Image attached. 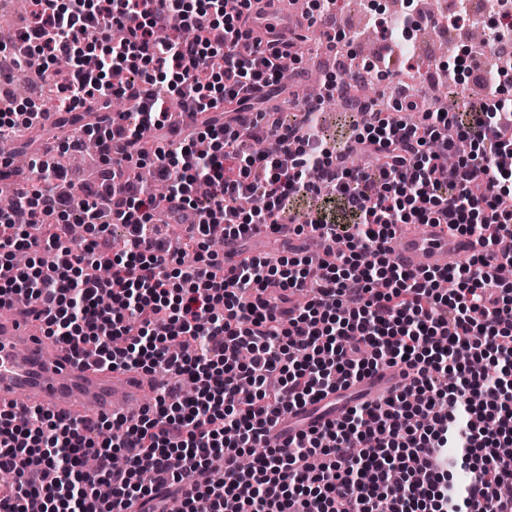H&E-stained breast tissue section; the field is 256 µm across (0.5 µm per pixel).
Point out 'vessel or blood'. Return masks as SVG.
<instances>
[{
	"label": "vessel or blood",
	"mask_w": 512,
	"mask_h": 512,
	"mask_svg": "<svg viewBox=\"0 0 512 512\" xmlns=\"http://www.w3.org/2000/svg\"><path fill=\"white\" fill-rule=\"evenodd\" d=\"M250 26L257 40L265 38L268 29L285 33L293 28L288 12L269 10L262 2ZM386 246L402 266L428 269L465 264L478 248L475 238L449 231L443 224L398 225ZM5 307L8 314L0 317V411L35 407L89 421L139 415L144 394L153 384L151 375L115 370L99 360L74 356L45 335L43 322L31 306L12 297ZM405 382L402 367L379 369L356 384L293 409L270 434L282 442L299 437L336 421L354 403L376 402Z\"/></svg>",
	"instance_id": "obj_1"
}]
</instances>
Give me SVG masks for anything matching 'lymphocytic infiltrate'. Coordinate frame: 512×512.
<instances>
[{"instance_id":"lymphocytic-infiltrate-1","label":"lymphocytic infiltrate","mask_w":512,"mask_h":512,"mask_svg":"<svg viewBox=\"0 0 512 512\" xmlns=\"http://www.w3.org/2000/svg\"><path fill=\"white\" fill-rule=\"evenodd\" d=\"M31 0L28 18L0 56L42 57L39 83L59 84L58 125H78L70 151L96 141L105 175L78 187L32 158L38 187L0 210V300L25 298L47 335L75 355L168 380L130 421L63 420L25 408L0 412V512H512V0H486L499 18L487 33L497 66L480 53L448 63L453 83L480 74V96L451 111L403 98L410 123L351 93L340 80L353 137L371 155L347 166L328 146L316 107L251 112L282 93L278 61L289 43L252 44V0ZM125 36L113 41L112 29ZM127 109L110 125L85 120L96 103ZM197 119L169 125V102ZM276 136L278 152L251 140ZM464 142L453 167L444 158ZM167 187L145 191L136 168ZM331 186L354 216L331 224L283 222L288 200ZM165 208L182 227L172 248L154 221ZM78 216L89 237L69 234ZM125 228L113 251L111 225ZM244 242L266 231L312 229L341 243L333 260L295 248L225 266L210 232ZM400 224H444L482 250L448 271L395 264L385 246ZM306 295L305 304L294 302ZM404 365L409 384L375 405L358 404L319 431L274 447L269 429L297 405ZM496 375H488V368ZM455 449L452 470L435 459Z\"/></svg>"}]
</instances>
